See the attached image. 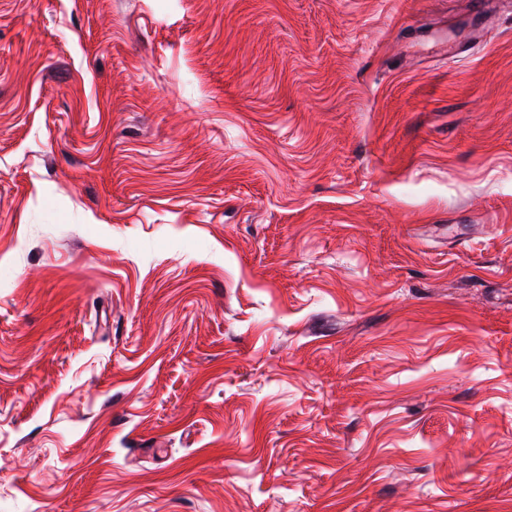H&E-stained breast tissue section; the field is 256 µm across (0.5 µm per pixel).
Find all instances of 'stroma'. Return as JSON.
Wrapping results in <instances>:
<instances>
[{
    "label": "stroma",
    "mask_w": 512,
    "mask_h": 512,
    "mask_svg": "<svg viewBox=\"0 0 512 512\" xmlns=\"http://www.w3.org/2000/svg\"><path fill=\"white\" fill-rule=\"evenodd\" d=\"M0 512H512V0H0Z\"/></svg>",
    "instance_id": "1"
}]
</instances>
